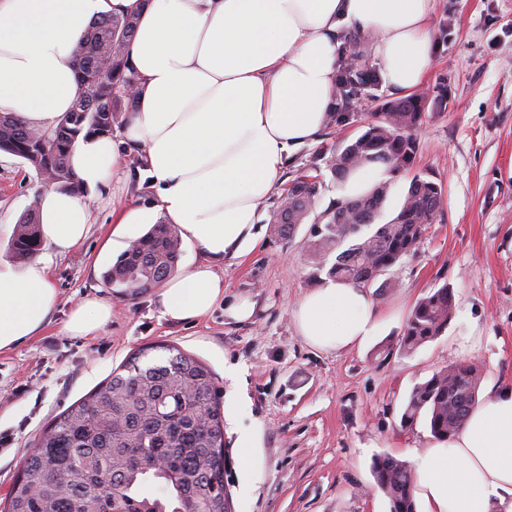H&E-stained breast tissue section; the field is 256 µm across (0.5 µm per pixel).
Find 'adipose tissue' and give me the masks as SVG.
I'll return each mask as SVG.
<instances>
[{
	"mask_svg": "<svg viewBox=\"0 0 512 512\" xmlns=\"http://www.w3.org/2000/svg\"><path fill=\"white\" fill-rule=\"evenodd\" d=\"M433 8L434 0H0V112L54 128L79 93L77 42L104 16H136L128 59L137 98L121 136L142 149L156 199L122 208L115 222L162 220L199 245L202 262L157 297L163 318L194 321L224 292L214 263L254 241L259 206L291 155L326 128L340 27L374 35L388 86L409 94L434 65ZM70 165L91 189L122 170L113 141L94 137L79 141ZM38 219L46 253L0 269V350L36 335L55 310L51 256L87 238L92 210L51 188ZM111 317L109 303L85 299L64 329L90 336ZM379 320L365 288L332 280L295 312L300 336L322 350L362 344ZM415 461L424 512H512V386L489 387L459 432Z\"/></svg>",
	"mask_w": 512,
	"mask_h": 512,
	"instance_id": "obj_1",
	"label": "adipose tissue"
}]
</instances>
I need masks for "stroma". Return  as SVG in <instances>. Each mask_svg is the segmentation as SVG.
Segmentation results:
<instances>
[{
  "label": "stroma",
  "instance_id": "obj_1",
  "mask_svg": "<svg viewBox=\"0 0 512 512\" xmlns=\"http://www.w3.org/2000/svg\"><path fill=\"white\" fill-rule=\"evenodd\" d=\"M433 25L435 63L421 88L446 86L448 107L427 111L414 165L394 177L383 216L396 212L416 174L441 183L442 204L436 224L391 270L396 288L370 287L381 324L363 347L321 351L299 335L296 307L328 275L301 247L308 225L290 239L271 234L278 190L259 211L257 244L215 264L224 295L204 317L165 320L153 290L117 297L103 274L147 227L130 224L116 233L112 207L153 205L155 192L140 149L113 134L128 174L122 191L107 182L91 193L88 237L52 259L58 304L50 322L0 351V512L41 431L142 347L151 363L167 359V346L179 348L205 363L223 388L231 512H389L375 486L374 460L406 459L407 449L432 439L425 421L399 426L413 387L461 361L476 365L481 387L512 385V0H436ZM376 94L352 124L300 147L284 179L325 166L336 147L361 135L377 98L393 92L383 83ZM41 191L29 165L0 152V225L17 224ZM442 284L455 305L446 330L414 353H400L411 309ZM86 297L111 303L112 319L96 335H69L67 315ZM244 299L252 316L231 319L227 308ZM250 429L256 455L247 468L237 439Z\"/></svg>",
  "mask_w": 512,
  "mask_h": 512
}]
</instances>
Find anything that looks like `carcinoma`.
Here are the masks:
<instances>
[{"instance_id":"cac0c4a2","label":"carcinoma","mask_w":512,"mask_h":512,"mask_svg":"<svg viewBox=\"0 0 512 512\" xmlns=\"http://www.w3.org/2000/svg\"><path fill=\"white\" fill-rule=\"evenodd\" d=\"M136 19L109 15L90 26L73 50L80 92L71 110L50 130L32 128L0 112V152L27 163L41 182L73 193L82 190L69 166L79 140L112 137L113 125L130 111L137 76L127 45ZM381 82L376 69L354 50L339 65L335 97L340 107L327 125H348L352 106ZM422 94L385 99L365 131L336 148L327 167L337 183L363 165L379 163L390 178L359 198L338 196L318 214L325 183L321 168L311 166L288 182L271 217V232L293 235L313 218L302 243L311 259L335 261L330 277L369 287L409 255L438 217L443 187L425 176L411 180L398 213L376 224L392 184L391 177L411 169L415 135L427 107L444 111L448 96L433 89L431 104ZM38 204L22 215L11 239L18 259H30L41 247ZM181 238L173 224H155L134 240L104 274L120 297L142 295L172 275L181 256ZM454 309L452 289L444 284L411 309L400 349L411 353L440 335ZM166 362L143 364L150 348L133 353L99 387L56 416L39 435L38 451L24 460L9 493L8 512H226L224 485V412L212 371L198 359L166 345ZM480 376L461 362L416 385L401 416V426L426 413L430 433L449 440L475 406ZM376 487L388 498L390 512H417L415 471L384 455L373 464ZM163 483L164 497L149 486Z\"/></svg>"}]
</instances>
